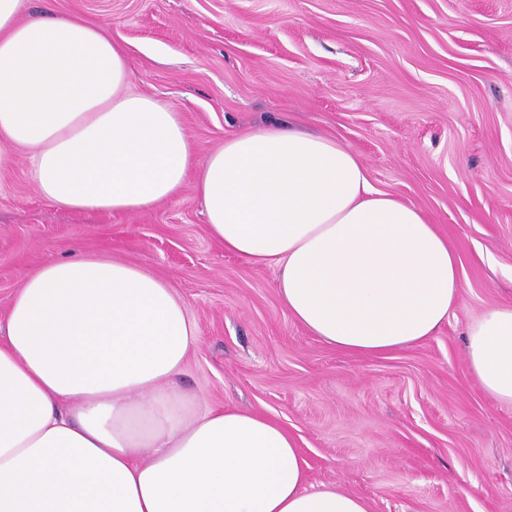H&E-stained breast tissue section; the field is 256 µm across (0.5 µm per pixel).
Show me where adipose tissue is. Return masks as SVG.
<instances>
[{
	"label": "adipose tissue",
	"instance_id": "obj_1",
	"mask_svg": "<svg viewBox=\"0 0 512 512\" xmlns=\"http://www.w3.org/2000/svg\"><path fill=\"white\" fill-rule=\"evenodd\" d=\"M0 0V165L27 151L42 198L137 215L193 183L209 235L277 271L289 316L325 345L384 356L432 336L463 265L437 226L376 190L335 138L261 128L199 155L180 113L129 92L127 52L72 16ZM200 342L151 269L106 255L41 264L0 342V512H369L306 487L275 420L213 407L180 383ZM470 371L512 407V306L468 327Z\"/></svg>",
	"mask_w": 512,
	"mask_h": 512
}]
</instances>
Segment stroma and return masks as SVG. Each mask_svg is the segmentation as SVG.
<instances>
[{
	"label": "stroma",
	"instance_id": "obj_1",
	"mask_svg": "<svg viewBox=\"0 0 512 512\" xmlns=\"http://www.w3.org/2000/svg\"><path fill=\"white\" fill-rule=\"evenodd\" d=\"M131 57L132 92L180 112L199 154L267 126L338 139L372 185L416 205L460 256L433 336L386 356L332 349L292 320L277 273L225 252L193 187L136 216L39 195L24 150L0 169V332L26 277L67 251L148 267L200 332L199 400L279 422L309 489L371 512H512V408L466 359L469 323L512 305V0H26Z\"/></svg>",
	"mask_w": 512,
	"mask_h": 512
}]
</instances>
